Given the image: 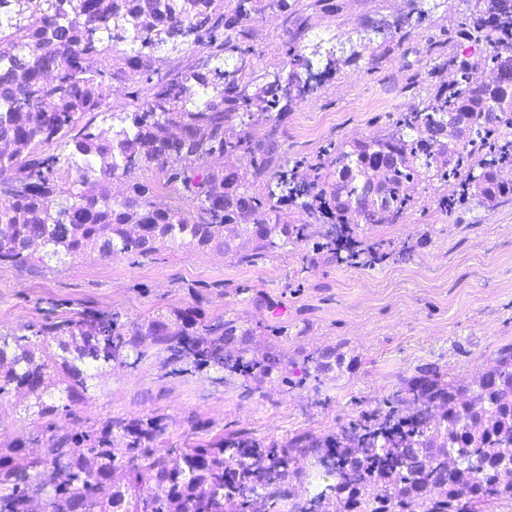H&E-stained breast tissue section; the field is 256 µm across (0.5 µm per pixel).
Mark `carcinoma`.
<instances>
[{
	"label": "carcinoma",
	"mask_w": 512,
	"mask_h": 512,
	"mask_svg": "<svg viewBox=\"0 0 512 512\" xmlns=\"http://www.w3.org/2000/svg\"><path fill=\"white\" fill-rule=\"evenodd\" d=\"M28 2L0 0L7 6L0 41L14 49L0 62V142L17 145L0 152V224L14 226L13 238L0 244V266H26L33 238L45 240L54 255L82 254L89 243L109 253L116 248L114 224L139 225L138 236L121 247L137 256L166 242L208 248L232 224L246 225L254 244L241 256L246 263L283 243L309 240L318 224L329 225L318 247H336L340 233L347 243L378 255L376 243L360 236V225L347 223L345 210L326 189H317V180L300 177L296 168H271L273 110L282 101L305 100L312 87L302 77L311 66L299 50L301 29L286 42L287 74L269 80L256 70L245 39L266 0H112L108 13L100 0H68L66 12L59 0H44L35 14ZM176 27L198 30L193 44L203 47V55L184 69L165 70L153 54L121 48L131 31L144 46H163ZM91 28L110 35L90 42ZM223 52L235 55L233 67H210ZM88 56L99 57L101 66L87 69ZM43 70L55 73L53 83L40 81ZM115 83H145L150 93L127 116L128 125L107 136L82 118L112 95ZM469 91L464 87L450 96L437 88L440 110L463 109ZM433 120L423 105L401 124L427 128ZM63 140L81 154L110 159L94 185L81 189L75 180L68 186L58 176L59 159L45 149ZM217 154L227 161L221 169L209 165ZM239 160L249 161L257 179L271 174L263 192L241 181ZM117 168L127 175L154 168L161 184L183 192L189 204L160 209L154 197L161 184L140 180L130 181L122 201L114 203L108 179ZM476 178L484 200L495 201L496 171L480 167ZM276 199L305 209L309 222L290 223V212L277 208ZM49 200L52 213L44 210ZM279 224L288 225L281 244ZM248 336L235 319L204 321L197 307L170 310L132 328L116 315L45 321L25 333L0 334V395L22 392L38 415L52 418L59 406L51 394L87 388L81 366L135 368L153 349L173 373L212 367L224 373L226 385H261L274 371H288L274 356L253 355ZM44 343L63 353L55 382L46 380L55 357L37 360L32 351ZM336 362L334 348L306 353L304 378L317 379ZM442 378L434 367L421 369L396 391L388 410L363 417L342 437L318 440L300 432L278 443L234 433L173 458L153 456L151 445L165 431L158 416L112 419L80 434L53 421L40 456L30 457L21 445L0 451V512H32L37 497L45 512H494L503 496L512 495V345L498 350L496 368L477 381L479 413ZM305 461L325 475L300 504L284 498L272 481L302 477ZM45 466L64 476L52 489L31 475Z\"/></svg>",
	"instance_id": "obj_1"
}]
</instances>
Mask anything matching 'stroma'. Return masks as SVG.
<instances>
[{
    "label": "stroma",
    "instance_id": "stroma-1",
    "mask_svg": "<svg viewBox=\"0 0 512 512\" xmlns=\"http://www.w3.org/2000/svg\"><path fill=\"white\" fill-rule=\"evenodd\" d=\"M330 2L331 10L323 11L298 0L293 17L269 12L258 19L251 46L265 70H278L291 23L308 30L338 25L357 8L362 20L340 36L337 55L387 40L377 27V0ZM389 86L408 99L422 96L395 55L374 60L365 53L343 65L304 103L282 107L279 160L302 166L352 129L378 131L396 111L395 101L359 111L348 104V92L379 94ZM362 233L384 251L376 263L336 262L312 241L282 247L253 264L239 260L247 249L243 242L228 253L171 245L111 261L36 251L32 269L0 275V333L48 318L108 313L128 326L159 308L197 306L209 318L238 319L260 350L279 328L286 331L279 351L291 358L342 346V371L318 383L301 381L294 372L290 384L274 379L258 390L224 386L209 367L171 374L156 356L102 378L85 367L88 389L71 404L80 429L114 416H162L166 432L153 445L158 456L241 431L277 442L303 431L325 438L386 409L400 380L420 368L435 366L448 380L468 384L492 370L499 347L512 343V206L495 207L486 218L378 224ZM270 298L277 307H267ZM45 426L14 395L0 396V449L21 444L30 455L40 454Z\"/></svg>",
    "mask_w": 512,
    "mask_h": 512
}]
</instances>
